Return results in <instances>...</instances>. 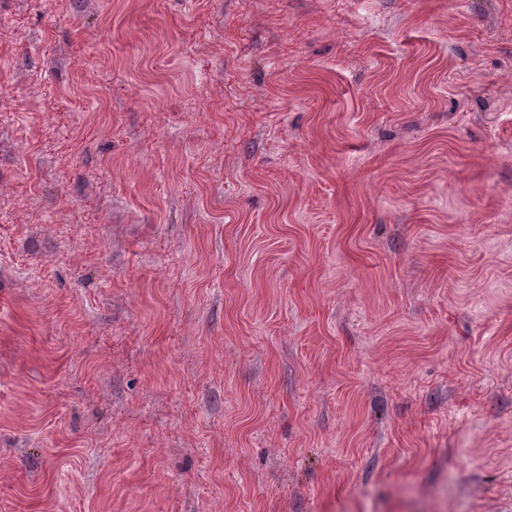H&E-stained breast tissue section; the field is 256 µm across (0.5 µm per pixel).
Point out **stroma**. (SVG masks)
I'll return each mask as SVG.
<instances>
[{
	"mask_svg": "<svg viewBox=\"0 0 512 512\" xmlns=\"http://www.w3.org/2000/svg\"><path fill=\"white\" fill-rule=\"evenodd\" d=\"M0 512H512V0H0Z\"/></svg>",
	"mask_w": 512,
	"mask_h": 512,
	"instance_id": "stroma-1",
	"label": "stroma"
}]
</instances>
